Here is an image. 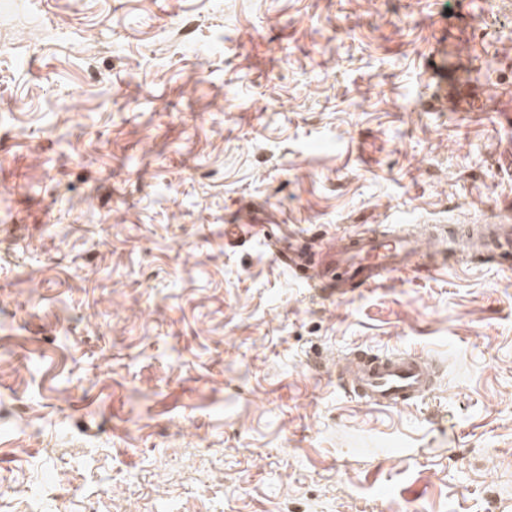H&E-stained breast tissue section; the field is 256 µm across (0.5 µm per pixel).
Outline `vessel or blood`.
<instances>
[{"label":"vessel or blood","instance_id":"1","mask_svg":"<svg viewBox=\"0 0 512 512\" xmlns=\"http://www.w3.org/2000/svg\"><path fill=\"white\" fill-rule=\"evenodd\" d=\"M466 233L478 235L481 256L498 261L512 258L511 224H474ZM423 253L420 239L408 235L385 231L349 235L330 247L333 274L318 278L316 284L329 291L348 285L379 287ZM342 373L350 392L377 408L413 404L433 388L428 361L413 353L381 356L359 350Z\"/></svg>","mask_w":512,"mask_h":512}]
</instances>
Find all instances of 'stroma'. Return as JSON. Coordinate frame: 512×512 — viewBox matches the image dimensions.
Returning a JSON list of instances; mask_svg holds the SVG:
<instances>
[{
	"label": "stroma",
	"instance_id": "1",
	"mask_svg": "<svg viewBox=\"0 0 512 512\" xmlns=\"http://www.w3.org/2000/svg\"><path fill=\"white\" fill-rule=\"evenodd\" d=\"M498 219L512 0H0V512H512V269L338 298L266 240ZM341 379L355 397L377 408L408 406L433 388L428 361L413 353L381 356L358 350L343 367Z\"/></svg>",
	"mask_w": 512,
	"mask_h": 512
}]
</instances>
